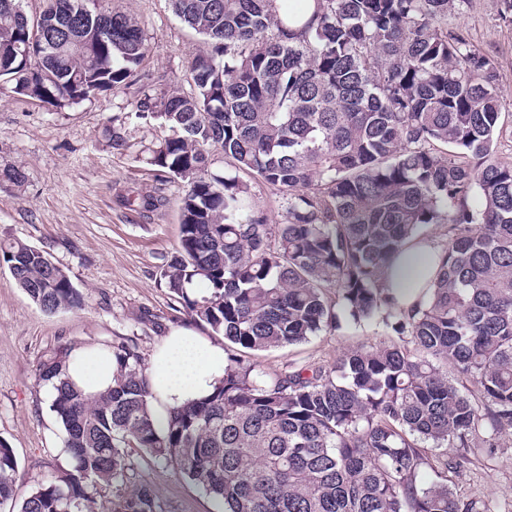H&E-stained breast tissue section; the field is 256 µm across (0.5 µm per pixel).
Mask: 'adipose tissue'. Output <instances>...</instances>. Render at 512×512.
<instances>
[{
	"instance_id": "ef3b65f1",
	"label": "adipose tissue",
	"mask_w": 512,
	"mask_h": 512,
	"mask_svg": "<svg viewBox=\"0 0 512 512\" xmlns=\"http://www.w3.org/2000/svg\"><path fill=\"white\" fill-rule=\"evenodd\" d=\"M442 247L434 240L408 247L388 271L384 286L406 305L412 304L433 276ZM71 380L86 393L96 394L112 384L106 359L90 361L87 351L74 350L67 366ZM145 373L150 380L153 415L165 427L170 409L205 396L224 375V351L185 328L172 329L155 352Z\"/></svg>"
}]
</instances>
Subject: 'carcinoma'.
<instances>
[{
	"label": "carcinoma",
	"mask_w": 512,
	"mask_h": 512,
	"mask_svg": "<svg viewBox=\"0 0 512 512\" xmlns=\"http://www.w3.org/2000/svg\"><path fill=\"white\" fill-rule=\"evenodd\" d=\"M0 0V79L51 108L137 78L149 46L132 15L85 0ZM200 36L191 89L139 88L112 115V149L134 117L164 135L136 159L143 213L185 185L181 235L161 277L193 322L224 337V378L158 429L145 356L108 345L114 385L67 378L72 347L39 363L68 458L17 501V461L0 441V506L12 512H157L130 484L125 448L163 461L225 512H478L453 478L512 432V140L494 62L448 16L467 0H168ZM17 41L29 44L23 59ZM225 168L215 165V154ZM276 188L273 224L241 175ZM430 224L447 226L428 292L409 307L385 273ZM0 259L46 312L81 299L50 253L15 241ZM355 322L389 332L333 365L265 372L242 358ZM453 370L476 390L465 394ZM431 474L423 482L422 473Z\"/></svg>",
	"instance_id": "cac0c4a2"
}]
</instances>
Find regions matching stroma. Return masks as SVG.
Returning a JSON list of instances; mask_svg holds the SVG:
<instances>
[{
    "mask_svg": "<svg viewBox=\"0 0 512 512\" xmlns=\"http://www.w3.org/2000/svg\"><path fill=\"white\" fill-rule=\"evenodd\" d=\"M103 7L131 14L150 44L141 82L187 87L186 61L200 37L172 14L168 0H102ZM498 0H468L449 24L467 31L495 61L505 109L512 113V26L502 23ZM136 86L100 93L78 104L46 108L10 91L0 92V169L20 167L25 179H0V243L16 240L48 251L64 267L81 304L43 311L17 287L0 262V441L18 464L19 496L30 494L48 470L67 463L64 432L49 410L50 390L35 373L48 351L60 345L87 350L104 343L137 345L152 355L171 329L189 328L203 340L223 337L190 323L161 280L164 259L180 237V181L167 185L169 204L150 217L120 205L119 192L152 191L155 181L134 152L118 153L108 142L112 115L125 112ZM376 324H342L306 343L249 354L271 372L284 363H330L349 348L378 341ZM132 479L146 484L161 512H220L218 502L139 449L128 451ZM458 493L512 512V435L496 455L476 454L456 479Z\"/></svg>",
    "mask_w": 512,
    "mask_h": 512,
    "instance_id": "stroma-1",
    "label": "stroma"
}]
</instances>
